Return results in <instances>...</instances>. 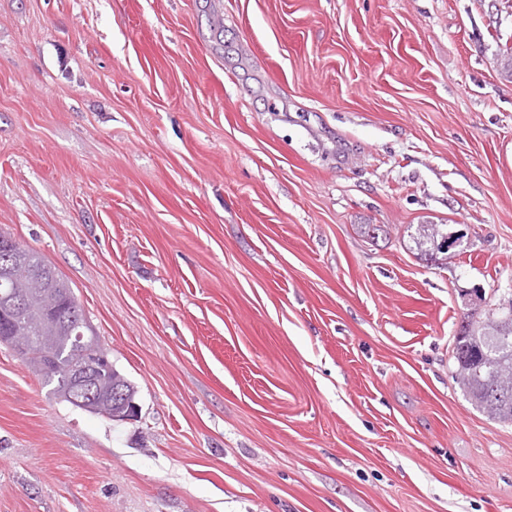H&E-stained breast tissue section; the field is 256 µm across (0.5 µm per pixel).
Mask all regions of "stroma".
Masks as SVG:
<instances>
[{
    "mask_svg": "<svg viewBox=\"0 0 512 512\" xmlns=\"http://www.w3.org/2000/svg\"><path fill=\"white\" fill-rule=\"evenodd\" d=\"M509 47L512 0H0V230L139 405L0 344V512H512L454 359L512 300ZM442 227H446V229ZM418 231V245L421 250V256L425 258L427 256L432 258L436 253L448 252V247L455 244L458 239L450 235L448 236V226L444 224H420ZM77 328H81V330H75ZM64 329L70 338H73V342L78 345H85L87 347V354H89L93 358L100 357V364H106L107 368H111V362L109 361L108 353L104 350L101 345L96 340L97 350L102 354L96 352L95 347V336H94V328L86 318V316H78L77 319L72 318V322L64 323ZM74 335V336H71ZM106 355V356H104ZM99 366L88 358L73 364L71 367V376L75 384L74 388L66 391L69 402L76 408L88 412H98L101 405H108L107 418L110 420L126 417V411L123 403L126 402L127 393L117 387L109 392H100L97 390L96 376L93 375Z\"/></svg>",
    "mask_w": 512,
    "mask_h": 512,
    "instance_id": "1",
    "label": "stroma"
}]
</instances>
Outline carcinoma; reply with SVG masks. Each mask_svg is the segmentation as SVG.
<instances>
[{
    "label": "carcinoma",
    "instance_id": "cac0c4a2",
    "mask_svg": "<svg viewBox=\"0 0 512 512\" xmlns=\"http://www.w3.org/2000/svg\"><path fill=\"white\" fill-rule=\"evenodd\" d=\"M456 238L440 224L419 226L421 255L431 257L448 252ZM41 276L48 281L51 293L37 303L26 325L34 339L25 344L21 362L45 383L53 385L62 396L67 386L63 367L73 362L77 348L60 332L39 325L42 311L63 315L70 307L74 292L56 268L34 250L17 247L13 259H0V342L9 343L15 323L6 305L25 294L29 280ZM455 359L458 379L472 403L501 422L512 423V303L490 308L481 321L469 320L456 338Z\"/></svg>",
    "mask_w": 512,
    "mask_h": 512
}]
</instances>
